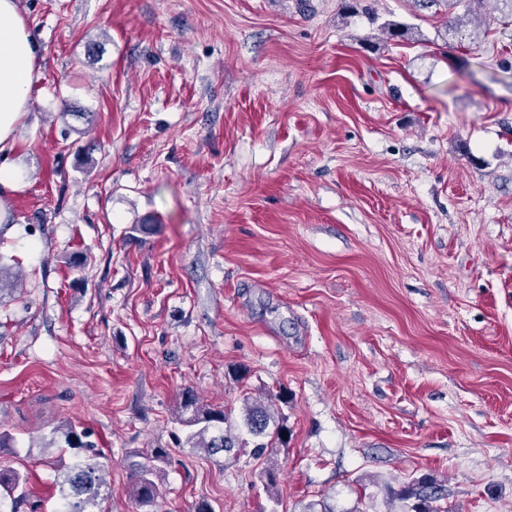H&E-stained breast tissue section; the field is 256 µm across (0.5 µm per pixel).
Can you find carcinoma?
I'll return each instance as SVG.
<instances>
[{
	"label": "carcinoma",
	"instance_id": "obj_1",
	"mask_svg": "<svg viewBox=\"0 0 512 512\" xmlns=\"http://www.w3.org/2000/svg\"><path fill=\"white\" fill-rule=\"evenodd\" d=\"M414 7L428 9L444 5L448 9L447 28L461 47L475 46L488 37L490 24L475 23L486 0H412ZM387 39L403 41L411 35L410 27L398 23L383 26ZM175 420L187 429L186 443L209 456L231 454L237 448L253 447V455L263 457L283 440L280 426L271 409V403L262 400H244L241 423L235 424L232 415L222 407L203 408L197 395L187 390L180 394ZM64 442L76 451L77 461L59 476L58 487L64 501V512H100L101 503L112 496V489L104 479L108 458L103 449L88 440V433L68 424L63 428ZM168 449L153 448L142 461H133L129 467L135 479L128 494L139 512H156L160 497L159 480L164 466L169 464ZM27 478L13 469H0V512H21L29 507L23 485ZM387 499L400 504L402 512H443L437 505L446 496L445 485L429 474L405 483L396 490L384 485Z\"/></svg>",
	"mask_w": 512,
	"mask_h": 512
}]
</instances>
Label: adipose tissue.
<instances>
[{"label": "adipose tissue", "instance_id": "1", "mask_svg": "<svg viewBox=\"0 0 512 512\" xmlns=\"http://www.w3.org/2000/svg\"><path fill=\"white\" fill-rule=\"evenodd\" d=\"M40 78L37 47L17 11L16 0H0V195L17 187L15 174L3 159L13 150L14 131Z\"/></svg>", "mask_w": 512, "mask_h": 512}]
</instances>
